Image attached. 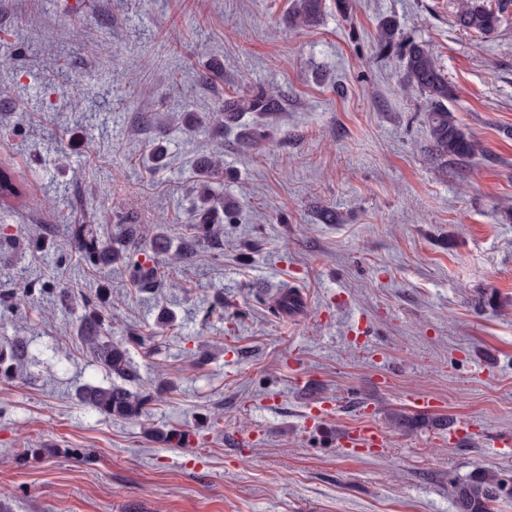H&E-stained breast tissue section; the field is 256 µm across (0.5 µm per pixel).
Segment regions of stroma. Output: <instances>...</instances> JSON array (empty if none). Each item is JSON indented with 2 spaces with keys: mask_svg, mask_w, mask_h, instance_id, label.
<instances>
[{
  "mask_svg": "<svg viewBox=\"0 0 512 512\" xmlns=\"http://www.w3.org/2000/svg\"><path fill=\"white\" fill-rule=\"evenodd\" d=\"M291 6L0 0V54L17 64L0 76V161L31 186L26 206L0 201V293L39 291L0 311V336L27 348L0 382V512H453L474 470L512 484V455L492 446L512 436V12L482 39L455 25L456 0H322L303 29ZM387 21L437 57L480 154L430 159L426 100L375 47ZM261 85L280 111L218 130L217 103ZM219 147L234 210L186 259L195 163ZM107 209L103 239L129 216L169 250L144 242L102 272L59 252L67 225ZM148 256L159 275L142 291L127 267ZM64 286L111 288L107 335L144 337L131 350L154 396L143 421L77 402L108 378ZM287 289L303 306L286 318L272 301ZM412 393L440 410L412 411ZM314 406L327 417L312 426ZM365 420L387 448L344 453L337 435ZM458 420L471 435L443 443ZM174 429L188 446L165 442Z\"/></svg>",
  "mask_w": 512,
  "mask_h": 512,
  "instance_id": "stroma-1",
  "label": "stroma"
}]
</instances>
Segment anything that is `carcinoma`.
<instances>
[{
    "label": "carcinoma",
    "instance_id": "cac0c4a2",
    "mask_svg": "<svg viewBox=\"0 0 512 512\" xmlns=\"http://www.w3.org/2000/svg\"><path fill=\"white\" fill-rule=\"evenodd\" d=\"M322 0H294L292 25L307 26L321 13ZM512 10V0H457L456 22L462 28L486 38L500 27L505 14ZM379 50L399 53L403 62V81L417 87L427 100V121L429 152L434 159L448 162V158L465 160L482 151L479 143L472 139L456 123L448 102L455 98V92L448 79L439 68L437 58L427 48L413 40H406L398 28L387 23L378 32ZM279 109V98L270 88L260 87L247 97L224 99L217 116L227 126L236 122L244 112L267 114ZM199 176L203 178L200 192L191 204L196 223L190 225V235L183 238L180 251L189 257L201 239L215 235L213 226L208 223L210 215L224 209V197L213 193L207 180L223 174L224 155L215 151L213 155L196 164ZM30 185L19 171L9 163L0 165V198L13 199L19 203L27 200ZM140 226L127 224L124 237L119 239V247L103 240L90 224L68 226L70 249L78 257V262L91 267L109 266L112 261L123 256V252L139 244ZM69 306H78V339L95 361L107 374L113 377L107 386L88 385L77 391L79 402L97 413L113 420L139 421L146 417L153 396L147 391L132 390L127 384L140 380V375L129 356V347H139L144 339L131 336L123 342H114L104 333L109 321L107 308L112 303L109 288H100L94 295H74L68 289L59 290ZM26 355V344L16 338H0V381L12 379ZM512 496V488L497 475L477 470L468 479L455 487L454 503L457 512H496L495 504L503 495Z\"/></svg>",
    "mask_w": 512,
    "mask_h": 512
}]
</instances>
